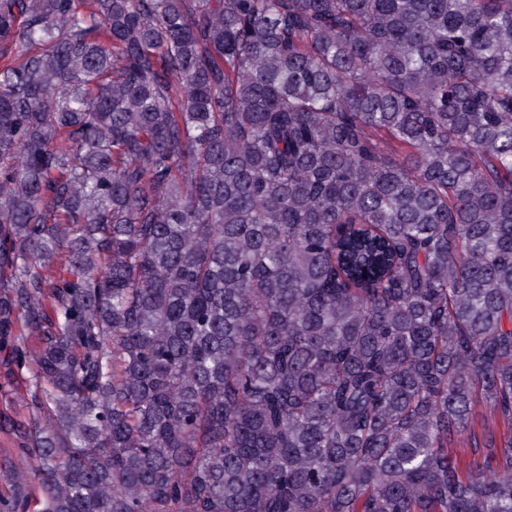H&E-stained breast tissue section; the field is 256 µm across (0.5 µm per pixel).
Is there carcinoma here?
Instances as JSON below:
<instances>
[{
  "label": "carcinoma",
  "instance_id": "carcinoma-1",
  "mask_svg": "<svg viewBox=\"0 0 512 512\" xmlns=\"http://www.w3.org/2000/svg\"><path fill=\"white\" fill-rule=\"evenodd\" d=\"M3 351L9 512H512V0H0ZM478 411L482 427L476 426V432L481 442L487 445L492 443L498 445L507 433V425L498 413H490L489 409L483 407L479 408Z\"/></svg>",
  "mask_w": 512,
  "mask_h": 512
}]
</instances>
